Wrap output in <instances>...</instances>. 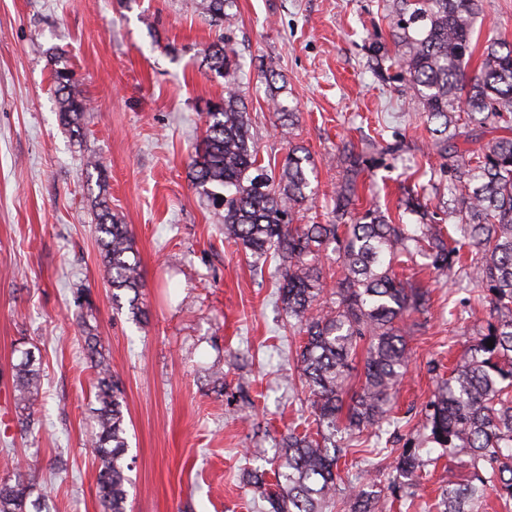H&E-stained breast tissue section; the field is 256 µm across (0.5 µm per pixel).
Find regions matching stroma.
Masks as SVG:
<instances>
[{
  "mask_svg": "<svg viewBox=\"0 0 512 512\" xmlns=\"http://www.w3.org/2000/svg\"><path fill=\"white\" fill-rule=\"evenodd\" d=\"M391 0H237L233 48L245 59L242 90L266 166L288 151L266 102L274 70L296 108V143L311 154L315 202L299 224L332 219L341 178L336 149L354 143L367 160L359 207L397 213L422 172L441 159L422 110L407 101L398 69L376 64L372 44L396 55ZM195 0H0V482L23 470L50 512H101L89 427L92 371L73 313L91 296L98 334L124 387L131 465L127 512H263L246 472L274 468V453L308 411L292 374L299 344L270 272L225 243L221 217L192 185L189 164L204 117L224 93L202 64L214 37ZM481 40L512 42V0H481ZM64 62L88 99L82 136L58 121L49 56ZM96 156L107 170L87 168ZM105 194L132 230L146 287L148 321L116 310L93 232ZM404 277L427 285L431 305L415 315L410 362L397 398L414 426L450 363L490 318L480 285L438 274L416 259ZM41 361L44 407L21 431L12 367L18 348ZM224 373L214 384V370ZM407 498H393L392 450L360 438L342 471L373 461L372 477L394 512H436L441 475L469 469L439 449Z\"/></svg>",
  "mask_w": 512,
  "mask_h": 512,
  "instance_id": "obj_1",
  "label": "stroma"
}]
</instances>
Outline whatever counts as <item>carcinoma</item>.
Instances as JSON below:
<instances>
[{"instance_id": "cac0c4a2", "label": "carcinoma", "mask_w": 512, "mask_h": 512, "mask_svg": "<svg viewBox=\"0 0 512 512\" xmlns=\"http://www.w3.org/2000/svg\"><path fill=\"white\" fill-rule=\"evenodd\" d=\"M211 25L233 26L236 0H200ZM479 0H393L389 18L398 66L410 100L433 126L434 145L443 160L427 183L408 194L403 213L416 223L394 220L377 208L355 217L358 189L365 173L362 156L350 142L336 152L342 178L334 192L329 224H295V210L313 200L309 151L294 144L279 172L260 163L251 132L252 119L240 90L244 62L220 34L207 48V68L224 79V97L205 115L204 147L195 153L190 177L197 190L224 210V240L254 258L274 264L279 301L301 336L295 351L298 377L313 410L315 434L290 433L277 449L275 490L264 474L248 473V483L263 490L268 512H326L343 481L338 462L348 439L364 431L382 447L383 426L400 427L393 401L409 362L399 323L426 311L430 292L423 283L398 277L396 268L422 255L438 272L456 270L484 286L493 317L477 329L474 341L437 381L424 410L422 437L403 445L393 461L391 491L419 477L420 449L430 443L450 455L467 457L470 479L443 480L437 512L486 509L489 492L504 506L512 504V44L491 41L478 71L469 77L465 57L473 54ZM62 54L49 56L58 102V120L73 136L83 130L87 100L74 89V73L59 66ZM277 74L266 75L268 103L286 135L293 134L297 113L281 100ZM498 133L478 150L459 141ZM448 182L446 202L451 223L435 222L436 212L420 192ZM95 241L112 290L126 301L129 317L147 320L142 302L143 273L134 236L109 207L95 203ZM336 255V266L321 257ZM336 300H324L326 280ZM76 320L95 372L98 403L91 424L97 460L101 512H126L130 483L124 397L112 373L109 352L97 333L92 301L78 303ZM493 340L494 347L487 346ZM366 356L359 390H348L352 363L360 345ZM18 423L27 431L40 413V367L30 351L13 365ZM371 469L348 481L350 512H383L380 495L366 490ZM32 483L22 473L0 483V512H29Z\"/></svg>"}]
</instances>
